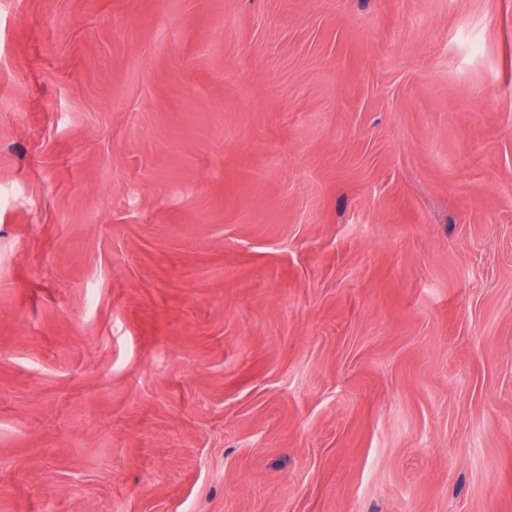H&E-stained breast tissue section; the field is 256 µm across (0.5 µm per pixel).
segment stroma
<instances>
[{
    "instance_id": "stroma-1",
    "label": "stroma",
    "mask_w": 512,
    "mask_h": 512,
    "mask_svg": "<svg viewBox=\"0 0 512 512\" xmlns=\"http://www.w3.org/2000/svg\"><path fill=\"white\" fill-rule=\"evenodd\" d=\"M0 512H512V0H0Z\"/></svg>"
}]
</instances>
